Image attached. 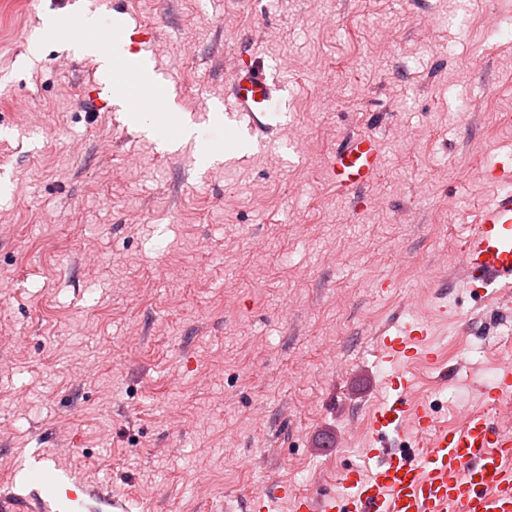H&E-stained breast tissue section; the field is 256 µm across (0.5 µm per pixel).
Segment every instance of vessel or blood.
<instances>
[{"label": "vessel or blood", "instance_id": "vessel-or-blood-1", "mask_svg": "<svg viewBox=\"0 0 512 512\" xmlns=\"http://www.w3.org/2000/svg\"><path fill=\"white\" fill-rule=\"evenodd\" d=\"M126 50L148 61L151 34L124 32ZM287 85L272 67L250 55L240 59L224 89V109L246 122L249 135L264 132L267 118L282 111ZM383 165L374 134L349 137L329 164L337 192L349 193L371 183ZM497 184L492 199L480 208L475 225L460 248L463 286L482 298L489 291L512 288V167L486 171ZM446 309L405 322L381 336L386 361L396 364L388 385L393 398L370 413L368 457L375 467H352L343 475L341 490L301 495L288 487L274 494L251 493L249 512H512V434L490 415L489 406L512 398V366L501 369L493 386L481 388L483 407L464 423L442 425L423 402L412 399L410 367L418 357L435 359L430 337L434 318ZM0 512H128L122 499L91 486L69 471L38 460L36 477L8 497H0Z\"/></svg>", "mask_w": 512, "mask_h": 512}]
</instances>
